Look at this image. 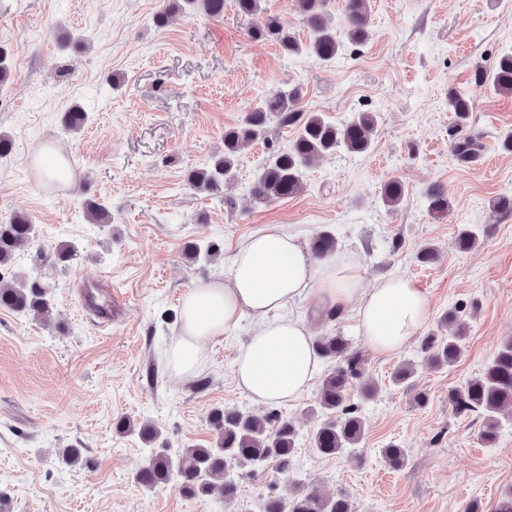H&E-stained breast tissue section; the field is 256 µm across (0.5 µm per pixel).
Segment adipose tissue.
<instances>
[{"mask_svg":"<svg viewBox=\"0 0 512 512\" xmlns=\"http://www.w3.org/2000/svg\"><path fill=\"white\" fill-rule=\"evenodd\" d=\"M310 298L355 308L360 334L381 354L406 348L432 316L428 297L409 278L391 275L362 288L351 258L315 260L301 235L268 224L240 244L224 279L195 284L184 294L168 367L180 377L194 376L207 344L248 319L255 331L234 360L238 386L259 405L293 402L319 368L310 328L290 312Z\"/></svg>","mask_w":512,"mask_h":512,"instance_id":"adipose-tissue-1","label":"adipose tissue"}]
</instances>
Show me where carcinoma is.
<instances>
[{"mask_svg":"<svg viewBox=\"0 0 512 512\" xmlns=\"http://www.w3.org/2000/svg\"><path fill=\"white\" fill-rule=\"evenodd\" d=\"M295 6L307 30L305 41H299L291 32L285 16L272 12L265 13L263 23L252 29L249 36L277 44L285 55L306 50L322 63L335 60L342 40L361 44L368 37L372 24L369 0H345L340 26L328 9V0H295ZM198 11L218 18L224 15V0H171L168 8L153 16V23L163 28L175 14ZM474 84L487 85L499 95L512 96V50L500 55L492 71L476 70ZM297 102L295 89L280 90L260 99L239 124L224 130V151L215 154L206 167L190 171L188 184L206 194L232 186L242 143L259 138L272 121L295 127L296 134L288 148L271 153L257 172L252 194L259 202L285 199L301 192L306 169L317 158L341 148L351 153L370 149L378 124L375 114L360 112L353 119L336 124L319 112L300 113ZM448 111L465 120L472 111L470 96L448 90ZM453 151L459 162L467 163L475 156V143L461 138L455 142ZM404 194V185L390 179L383 185L382 202L393 210ZM425 198L431 215L439 217L448 212V197L442 190L433 187ZM84 208L90 223H111V215L105 208L92 201L85 202ZM478 240V229L464 226L457 234L456 245L459 250L468 251L477 246ZM36 241V224L30 217L15 214L1 223L0 268L10 265ZM313 249L321 257L336 253V237L328 231L319 233ZM0 308L19 314L33 311L47 315L52 304L40 284L25 274L14 282L0 281ZM441 328L448 334L428 337L425 346L426 363L435 369L448 367L460 359L467 324L454 309L441 319ZM313 347L319 358L339 360L319 385L317 405L323 420L312 437L317 454L333 457L359 445L365 435L364 422L358 407L349 402L348 390L357 387L364 398L370 399L376 395L377 385L369 379L362 354L351 349L347 337L336 333L320 335L315 337ZM452 401L458 411L478 413L485 418L486 426L481 432L484 443L496 440L499 416L512 415V338L501 345L481 373L454 392ZM209 423L215 432V444L187 448L177 462L166 449L156 448L137 473V481L149 487L170 484L186 497L216 494L232 501L239 493L238 482L230 476L236 467H256L273 461L280 473H290L299 438L292 420L276 412L259 417L216 408L210 413ZM383 456L392 466L401 467L407 461V450L390 443L383 448ZM261 512H352V504L343 493L330 499L322 497L314 488L303 487L286 502L273 497L267 499Z\"/></svg>","mask_w":512,"mask_h":512,"instance_id":"obj_1","label":"carcinoma"}]
</instances>
